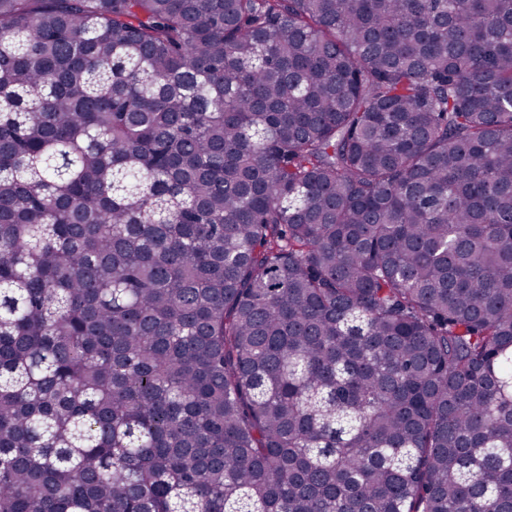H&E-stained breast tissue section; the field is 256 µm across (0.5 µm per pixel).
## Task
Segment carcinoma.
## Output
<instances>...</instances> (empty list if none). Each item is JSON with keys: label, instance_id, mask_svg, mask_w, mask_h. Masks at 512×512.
Listing matches in <instances>:
<instances>
[{"label": "carcinoma", "instance_id": "1", "mask_svg": "<svg viewBox=\"0 0 512 512\" xmlns=\"http://www.w3.org/2000/svg\"><path fill=\"white\" fill-rule=\"evenodd\" d=\"M0 512H512V0H0Z\"/></svg>", "mask_w": 512, "mask_h": 512}]
</instances>
